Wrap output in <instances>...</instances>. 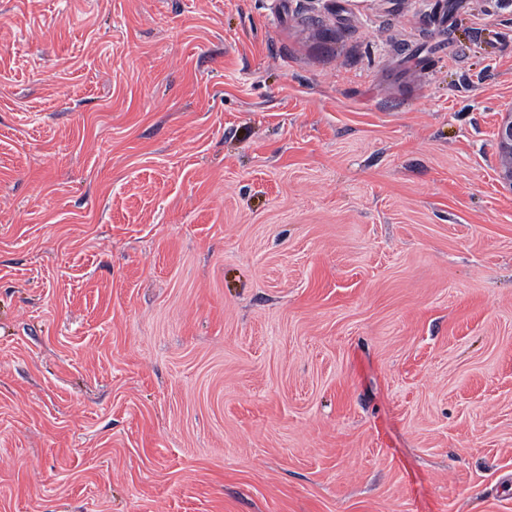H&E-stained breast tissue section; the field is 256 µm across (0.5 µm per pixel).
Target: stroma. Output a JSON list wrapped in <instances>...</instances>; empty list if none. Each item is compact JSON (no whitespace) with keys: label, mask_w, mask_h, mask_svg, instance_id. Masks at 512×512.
<instances>
[{"label":"stroma","mask_w":512,"mask_h":512,"mask_svg":"<svg viewBox=\"0 0 512 512\" xmlns=\"http://www.w3.org/2000/svg\"><path fill=\"white\" fill-rule=\"evenodd\" d=\"M512 0H0V512H512ZM497 146L502 166V178L512 188V107L499 125L497 131Z\"/></svg>","instance_id":"1"}]
</instances>
